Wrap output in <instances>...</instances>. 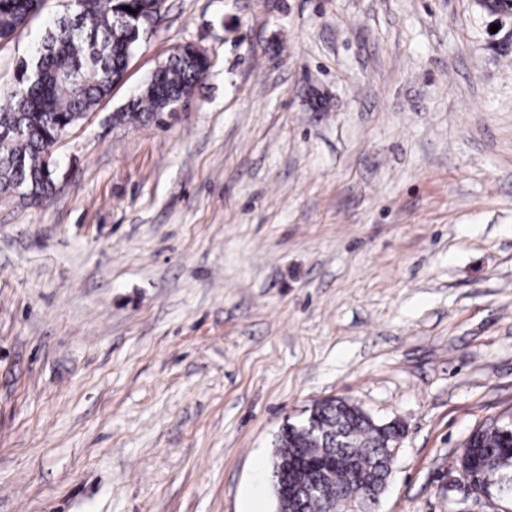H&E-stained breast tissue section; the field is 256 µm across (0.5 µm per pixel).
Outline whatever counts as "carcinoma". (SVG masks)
Masks as SVG:
<instances>
[{"instance_id": "obj_1", "label": "carcinoma", "mask_w": 512, "mask_h": 512, "mask_svg": "<svg viewBox=\"0 0 512 512\" xmlns=\"http://www.w3.org/2000/svg\"><path fill=\"white\" fill-rule=\"evenodd\" d=\"M162 0H78L76 10L60 16L45 32L38 57L20 66L17 85L0 94V194L23 193L35 201L47 197L53 183L46 172L45 152L84 114L110 94L124 74L128 59L143 38L141 18L161 13ZM43 0H0V40H9L37 14ZM135 13L125 11V7ZM208 69L207 60L184 47L167 58L143 86L117 122L154 119L172 109L170 101L193 89ZM509 422L493 421L467 441L470 452L458 457L461 472L480 488L489 479H512ZM383 442L380 432L362 418L328 405L319 410L316 430L283 432L276 442L279 469L288 468L295 448L312 459L336 463V498H352L367 510L364 498Z\"/></svg>"}]
</instances>
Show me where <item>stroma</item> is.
Segmentation results:
<instances>
[{"mask_svg": "<svg viewBox=\"0 0 512 512\" xmlns=\"http://www.w3.org/2000/svg\"><path fill=\"white\" fill-rule=\"evenodd\" d=\"M0 41V91L44 28ZM162 122L112 114L170 55ZM0 196V512H276L282 427L405 436L378 512H463L512 415V29L474 0H166L121 82ZM191 50L197 56L190 53L189 46H185L179 53L168 57L164 67L148 79L138 97L126 106L124 112L113 113V119L137 123L174 111L176 104H170V100H178L191 91L209 68L207 60L201 58H209L206 52L195 45ZM512 430V420L509 422L493 421L484 428L475 431L467 441L470 452L466 457L467 448H462L458 457V466L464 475H467V486L472 494V484L480 488L479 495L487 502L497 503V511H505L501 502L512 498V482L503 480L512 479V447L505 430ZM463 455V456H462ZM489 479H503L490 481L483 488L482 485Z\"/></svg>", "mask_w": 512, "mask_h": 512, "instance_id": "1", "label": "stroma"}]
</instances>
